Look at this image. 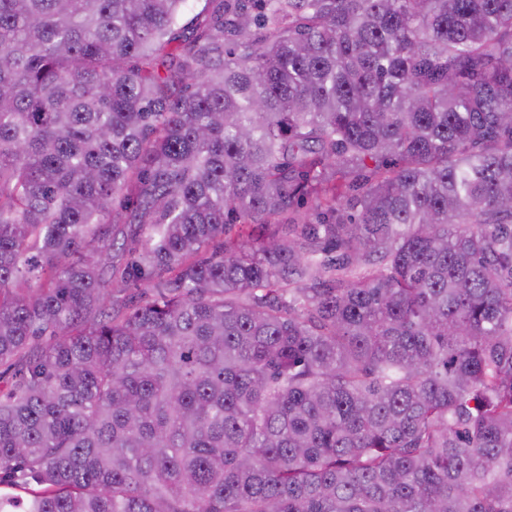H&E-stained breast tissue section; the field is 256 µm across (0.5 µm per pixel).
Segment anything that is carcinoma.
Wrapping results in <instances>:
<instances>
[{
    "label": "carcinoma",
    "mask_w": 512,
    "mask_h": 512,
    "mask_svg": "<svg viewBox=\"0 0 512 512\" xmlns=\"http://www.w3.org/2000/svg\"><path fill=\"white\" fill-rule=\"evenodd\" d=\"M187 2L0 0V512H512V0Z\"/></svg>",
    "instance_id": "carcinoma-1"
}]
</instances>
